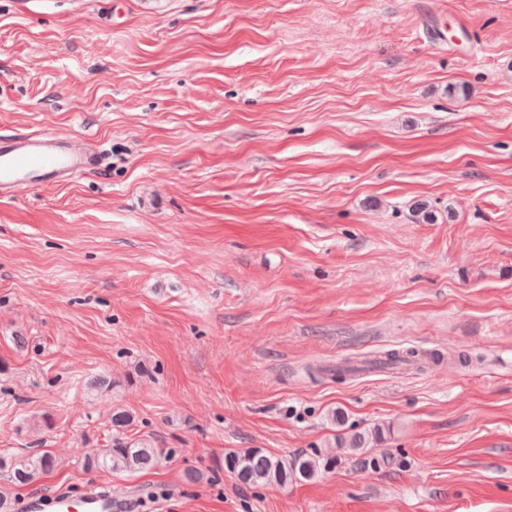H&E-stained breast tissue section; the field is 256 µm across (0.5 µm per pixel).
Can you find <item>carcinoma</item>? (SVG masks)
Wrapping results in <instances>:
<instances>
[{"mask_svg":"<svg viewBox=\"0 0 512 512\" xmlns=\"http://www.w3.org/2000/svg\"><path fill=\"white\" fill-rule=\"evenodd\" d=\"M435 360V355L412 348L393 349L372 360L348 359L336 368V372L356 373L366 368H387L399 365L414 366L421 370ZM130 420L131 417L126 411L119 408L113 409L111 446L89 456L87 465L111 472L135 474L158 463L161 457L160 449L148 440H134L126 436ZM57 465L56 457L49 451L12 457L8 461L0 458V471L6 472L10 480L21 484L35 479ZM224 467L245 485L263 486L311 480L320 473L324 465L320 460L303 453L288 458L267 453L260 448H248L225 453Z\"/></svg>","mask_w":512,"mask_h":512,"instance_id":"carcinoma-1","label":"carcinoma"}]
</instances>
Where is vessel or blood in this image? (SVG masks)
<instances>
[{
  "label": "vessel or blood",
  "mask_w": 512,
  "mask_h": 512,
  "mask_svg": "<svg viewBox=\"0 0 512 512\" xmlns=\"http://www.w3.org/2000/svg\"><path fill=\"white\" fill-rule=\"evenodd\" d=\"M97 156L76 151L66 138L49 132L0 136V191L27 184L60 182L65 176L98 170ZM22 512H123L110 491L80 495L59 491L23 502Z\"/></svg>",
  "instance_id": "vessel-or-blood-1"
}]
</instances>
